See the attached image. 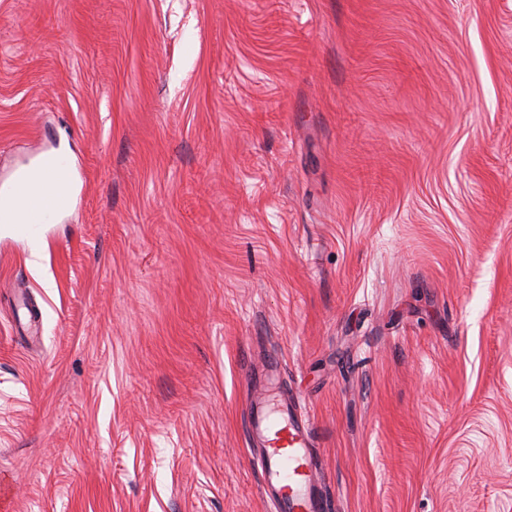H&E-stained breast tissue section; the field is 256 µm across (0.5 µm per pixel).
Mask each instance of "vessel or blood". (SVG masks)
Wrapping results in <instances>:
<instances>
[{
    "label": "vessel or blood",
    "instance_id": "b4317fda",
    "mask_svg": "<svg viewBox=\"0 0 512 512\" xmlns=\"http://www.w3.org/2000/svg\"><path fill=\"white\" fill-rule=\"evenodd\" d=\"M312 430L307 414L285 400H259L250 411L246 436L256 443L254 464L276 512H332L321 493Z\"/></svg>",
    "mask_w": 512,
    "mask_h": 512
}]
</instances>
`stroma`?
Returning a JSON list of instances; mask_svg holds the SVG:
<instances>
[{"label": "stroma", "mask_w": 512, "mask_h": 512, "mask_svg": "<svg viewBox=\"0 0 512 512\" xmlns=\"http://www.w3.org/2000/svg\"><path fill=\"white\" fill-rule=\"evenodd\" d=\"M0 512H512V0H0ZM281 366L261 372L268 356ZM20 202L6 214L1 211L4 224H37L33 214L37 208L48 205L57 212H64L71 205V181L65 167L41 166L34 170L22 184ZM43 224L51 223L55 213L49 208L40 209ZM313 424L286 400H258L251 408L247 440L256 442L254 464L277 512H331L321 493L322 474L312 452Z\"/></svg>", "instance_id": "35a3bbf8"}]
</instances>
